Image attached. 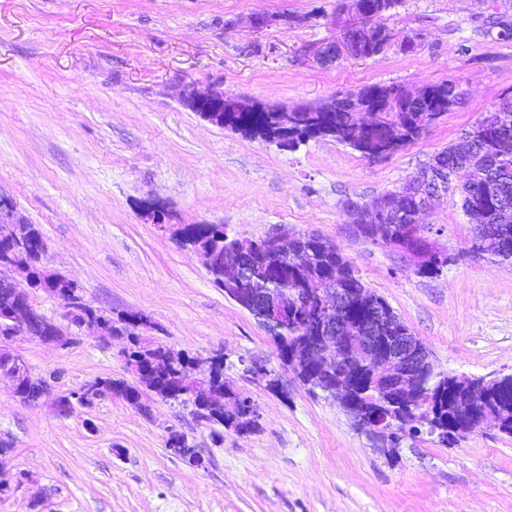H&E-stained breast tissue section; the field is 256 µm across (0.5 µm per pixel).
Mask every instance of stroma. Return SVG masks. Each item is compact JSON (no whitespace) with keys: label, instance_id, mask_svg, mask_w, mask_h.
<instances>
[{"label":"stroma","instance_id":"35a3bbf8","mask_svg":"<svg viewBox=\"0 0 512 512\" xmlns=\"http://www.w3.org/2000/svg\"><path fill=\"white\" fill-rule=\"evenodd\" d=\"M336 0H0V196L37 225L46 265L77 281L92 306L147 314L150 340L173 352L224 353L225 375L260 411V429L228 431L189 408L154 400L150 414L112 397L59 415L52 400L21 402L0 382V456L9 476L0 512H512V437L494 429L452 446L406 437L375 449L336 402L311 393L278 359L254 317L225 297L195 255L156 225L221 224L260 239L274 230L335 243L368 289L427 347L439 370L512 373V260L473 257V226L448 192L422 215L448 257L421 275L392 247L356 235L344 205L372 204L411 182L438 151L512 98V39L487 34L512 0H401L386 24L416 49L322 63L336 41ZM257 15L270 25L255 28ZM461 102L421 137L366 159L333 138L293 150L204 121L190 89L279 109L320 107L374 84L414 92L446 81ZM33 307L70 327L61 348L10 341L56 392L97 378L130 379L124 338L71 326L55 297ZM278 371L283 392L252 383L250 360ZM187 435L207 466L165 447Z\"/></svg>","mask_w":512,"mask_h":512}]
</instances>
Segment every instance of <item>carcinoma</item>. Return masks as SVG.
Here are the masks:
<instances>
[{
  "label": "carcinoma",
  "instance_id": "carcinoma-1",
  "mask_svg": "<svg viewBox=\"0 0 512 512\" xmlns=\"http://www.w3.org/2000/svg\"><path fill=\"white\" fill-rule=\"evenodd\" d=\"M384 25H376L368 34L346 33L343 38L356 46L361 59H375L388 49V39L383 34ZM453 81L432 85L426 92L414 96L393 86L370 85L360 91L332 100L328 112H295L288 131L281 127L282 111L257 105L250 112L224 113V127L237 130L250 138L269 141H286L288 148L317 138L333 137L372 159L391 152L398 146L418 138L425 126L448 114L457 105ZM426 167L432 170L433 180L442 191H447L458 174L466 173L461 185L460 202L464 213L476 224L475 246L483 248L482 236L492 238L491 255L503 260L512 259V121L497 127L487 139L466 141L437 152ZM388 209L375 213L372 230L367 238L378 239L386 245L411 249L421 237L420 224H407L395 220L398 213L415 211L422 196L416 187L381 194ZM0 261L21 246L31 256L34 288L50 295L67 294L73 299L84 300L83 288L75 281L60 274L51 284L42 279L41 264L46 253V243L37 225L29 227V238L22 243L11 240L1 232ZM185 237L179 241L182 247L200 252L221 251L234 248L240 238L227 233L222 224H186ZM254 245L245 262L246 275L232 294L233 301L247 311H252L250 300L268 291L275 292L288 309V321L282 334L281 347L307 335L310 324L320 309L317 295L307 286L310 280L332 281L336 287L356 294L364 289L355 275L351 263L339 247L320 235H299L288 244V275L272 278L267 274L268 265L277 260L262 250L260 241ZM341 318L355 330L372 320V313L355 307L340 312ZM167 348L144 336L131 337V344L124 351L126 367L130 372L145 367L150 369L155 388L160 396L179 384L187 372V365L168 363ZM450 377L430 380L431 394L424 397L423 406L429 415L428 423L444 428L457 418L448 404L447 393L439 390L448 385ZM93 386L111 397L127 403L139 397L138 388L123 379L96 378ZM359 417L368 425L383 421L389 416L401 414L385 398L384 387L378 385L371 392L357 395ZM487 416L497 420L494 427L512 435V403H508V415H502L503 407L497 398L484 402Z\"/></svg>",
  "mask_w": 512,
  "mask_h": 512
}]
</instances>
